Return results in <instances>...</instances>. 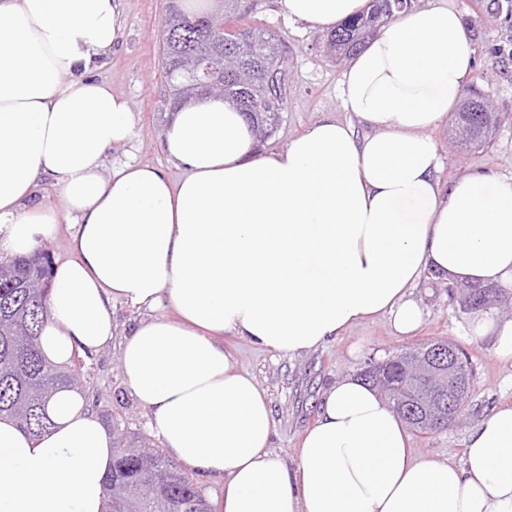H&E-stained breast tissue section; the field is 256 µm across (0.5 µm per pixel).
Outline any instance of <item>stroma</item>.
<instances>
[{
  "instance_id": "obj_1",
  "label": "stroma",
  "mask_w": 512,
  "mask_h": 512,
  "mask_svg": "<svg viewBox=\"0 0 512 512\" xmlns=\"http://www.w3.org/2000/svg\"><path fill=\"white\" fill-rule=\"evenodd\" d=\"M473 52L469 88L481 92L498 117L489 147L467 152L451 144L447 126L432 136L442 157V180L456 179L478 168L489 174L512 176V0H454ZM125 29L119 46L97 72L114 94L128 98L135 112L134 136L127 145L107 154V167L133 159L177 176L162 147L170 117L166 82L160 57V39L166 0H123ZM249 24L273 33L287 50L288 97L280 122L264 145V152L284 149L297 134L319 119L331 116L353 121L341 100L343 63L325 49V32L293 22L278 0H246ZM423 306L424 321L413 334H397L385 316L362 321L317 349L288 355L261 351L248 342L225 336L235 363L253 375L271 406L273 447L288 466L298 461L305 430L319 414L324 390L338 379L359 375L368 363L380 362L409 348L449 339L462 347L474 366L471 407L463 419L446 431L410 432L415 456L437 461H460L468 431L494 407L512 405V367L499 362L491 344L470 337L472 314L462 312L448 296L446 279L424 274L414 290ZM141 311L116 303L112 309L115 340L77 367L79 388L90 410L106 425L150 434L149 415L131 396L119 366V339L126 335Z\"/></svg>"
}]
</instances>
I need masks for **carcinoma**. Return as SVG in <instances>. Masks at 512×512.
<instances>
[{
  "label": "carcinoma",
  "mask_w": 512,
  "mask_h": 512,
  "mask_svg": "<svg viewBox=\"0 0 512 512\" xmlns=\"http://www.w3.org/2000/svg\"><path fill=\"white\" fill-rule=\"evenodd\" d=\"M239 0H224V15L186 13L168 2L161 36V63L168 85V100L177 109L197 96L224 97L235 102L255 137L264 141L273 133L285 109L286 49L263 28L251 26L238 13ZM410 0H370L361 14L339 23L326 35L332 57L349 59L364 47L369 36L408 9ZM210 54L212 76L205 85L187 77L189 60ZM480 96H467L458 113L459 135L454 141L471 150L484 148L490 136L486 121L472 107H483ZM52 260L38 251L33 258L13 257L0 263V414L14 419L38 436L53 425L47 407L64 388H76L75 374L54 369L40 347V331L49 317ZM454 299L466 312L512 311V293L491 284L464 282ZM449 341H431L386 359L380 374L364 369L360 378L392 404L403 422L417 431L423 415L425 386L413 367L424 361L427 349ZM462 373L426 372L436 385L437 416L431 432L448 430L464 416L474 381L466 351L459 349ZM114 465L105 477V512H212L205 488L181 470L151 439L123 431L116 433Z\"/></svg>",
  "instance_id": "cac0c4a2"
}]
</instances>
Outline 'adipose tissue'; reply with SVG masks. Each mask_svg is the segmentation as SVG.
Returning a JSON list of instances; mask_svg holds the SVG:
<instances>
[{"instance_id": "adipose-tissue-1", "label": "adipose tissue", "mask_w": 512, "mask_h": 512, "mask_svg": "<svg viewBox=\"0 0 512 512\" xmlns=\"http://www.w3.org/2000/svg\"><path fill=\"white\" fill-rule=\"evenodd\" d=\"M326 30L367 0H280ZM122 0H0V252L39 247L59 213L76 218L74 259L55 265L41 349L71 364L112 340V304L146 309L120 368L166 451L223 481L222 512H512V406L475 426L460 463L414 457L393 407L361 380L330 385L299 461L272 450L265 390L218 338L309 351L385 315L401 333L433 270L512 288V177L449 182L430 135L472 67L450 0L383 27L342 73L346 111L365 133L323 118L260 155L243 115L220 98L174 112L162 149L171 180L107 150L134 130L129 99L94 72L122 35ZM55 181L60 211L32 204ZM170 306L176 319L157 316ZM472 336L512 364V318L482 313ZM35 438L0 419V512H102L114 438L73 389Z\"/></svg>"}]
</instances>
